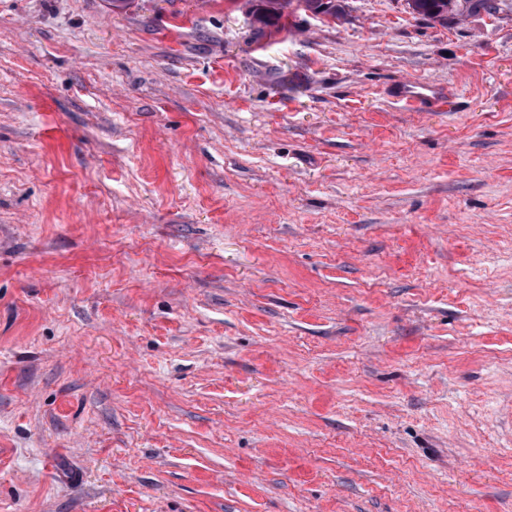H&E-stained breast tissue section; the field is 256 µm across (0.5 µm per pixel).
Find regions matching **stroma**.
I'll return each mask as SVG.
<instances>
[{"label":"stroma","instance_id":"obj_1","mask_svg":"<svg viewBox=\"0 0 512 512\" xmlns=\"http://www.w3.org/2000/svg\"><path fill=\"white\" fill-rule=\"evenodd\" d=\"M336 3L0 0V512H512V0ZM407 4L414 14L446 23L480 11L496 9L493 0H407ZM403 105L412 109L447 111L452 105V94L444 87L420 81H406L397 88L395 95Z\"/></svg>","mask_w":512,"mask_h":512}]
</instances>
